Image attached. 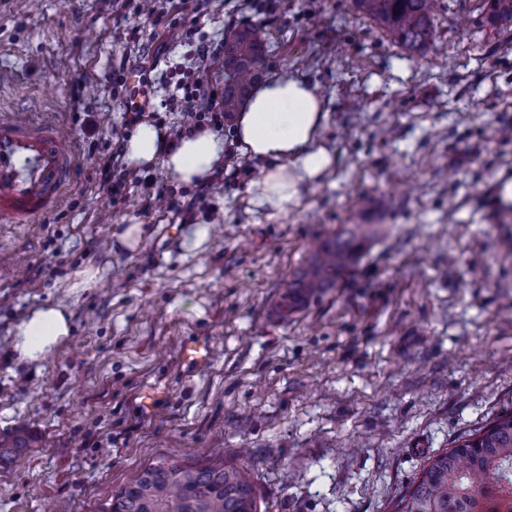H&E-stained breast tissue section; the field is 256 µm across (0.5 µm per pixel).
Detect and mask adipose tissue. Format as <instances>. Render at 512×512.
<instances>
[{
	"mask_svg": "<svg viewBox=\"0 0 512 512\" xmlns=\"http://www.w3.org/2000/svg\"><path fill=\"white\" fill-rule=\"evenodd\" d=\"M326 117L322 97L305 79L277 76L254 88L237 119L235 134L246 155L266 164L249 188L256 206L274 213L287 211L330 171L334 156L318 143ZM126 155L134 166L159 163L178 182L201 184L222 161L224 140L202 128L169 147L161 130L143 123L130 136ZM69 330L70 320L60 306L38 308L18 326L15 349L21 359L40 360Z\"/></svg>",
	"mask_w": 512,
	"mask_h": 512,
	"instance_id": "1",
	"label": "adipose tissue"
}]
</instances>
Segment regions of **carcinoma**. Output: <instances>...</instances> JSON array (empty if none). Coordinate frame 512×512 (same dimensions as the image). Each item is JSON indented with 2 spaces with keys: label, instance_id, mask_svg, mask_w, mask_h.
<instances>
[{
  "label": "carcinoma",
  "instance_id": "obj_1",
  "mask_svg": "<svg viewBox=\"0 0 512 512\" xmlns=\"http://www.w3.org/2000/svg\"><path fill=\"white\" fill-rule=\"evenodd\" d=\"M496 30L512 28V0H468ZM363 16L395 42L420 52L434 37L439 0H353ZM263 27L243 25L224 38V119L230 120L260 78ZM369 224H350L320 243L288 282L279 308L291 312L330 287L367 241ZM244 458L189 463L160 455L134 473L101 512H260ZM392 512H512V412L459 434L426 458Z\"/></svg>",
  "mask_w": 512,
  "mask_h": 512
}]
</instances>
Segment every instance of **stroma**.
I'll use <instances>...</instances> for the list:
<instances>
[{
    "mask_svg": "<svg viewBox=\"0 0 512 512\" xmlns=\"http://www.w3.org/2000/svg\"><path fill=\"white\" fill-rule=\"evenodd\" d=\"M0 0V115L56 123L76 165L58 207L0 223V512H101L160 455L248 449L268 512H390L427 455L512 409V30L443 0L435 41L412 53L352 0ZM262 23L263 75L308 79L335 156L298 206L254 205L265 162L218 168L208 195L162 166L127 167L120 195L99 163L124 144L131 74L157 126L183 30L220 44ZM141 225V244L120 234ZM348 224L376 233L297 311L278 301L311 250ZM208 237L198 241V227ZM100 271L91 287L78 272ZM61 306L70 335L44 358L14 350L32 311ZM208 364L181 363L185 342ZM155 393L151 411L141 397Z\"/></svg>",
    "mask_w": 512,
    "mask_h": 512,
    "instance_id": "1",
    "label": "stroma"
}]
</instances>
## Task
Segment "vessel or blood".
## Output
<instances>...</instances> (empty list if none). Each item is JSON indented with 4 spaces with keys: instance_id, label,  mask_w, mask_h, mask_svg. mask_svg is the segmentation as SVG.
<instances>
[{
    "instance_id": "obj_1",
    "label": "vessel or blood",
    "mask_w": 512,
    "mask_h": 512,
    "mask_svg": "<svg viewBox=\"0 0 512 512\" xmlns=\"http://www.w3.org/2000/svg\"><path fill=\"white\" fill-rule=\"evenodd\" d=\"M74 155L49 120L0 116V221L29 224L60 201Z\"/></svg>"
}]
</instances>
